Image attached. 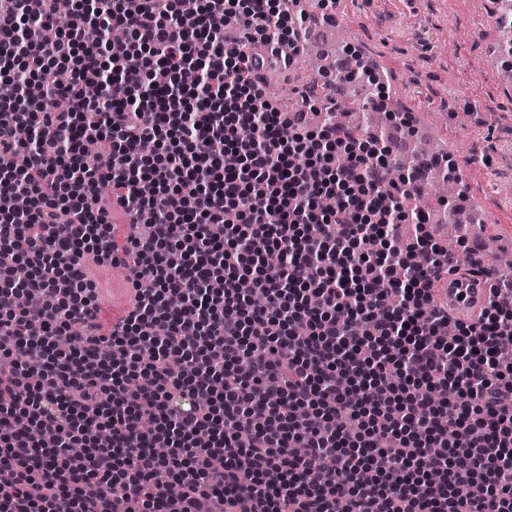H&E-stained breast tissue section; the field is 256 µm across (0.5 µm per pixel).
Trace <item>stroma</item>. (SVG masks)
<instances>
[{
  "instance_id": "1",
  "label": "stroma",
  "mask_w": 512,
  "mask_h": 512,
  "mask_svg": "<svg viewBox=\"0 0 512 512\" xmlns=\"http://www.w3.org/2000/svg\"><path fill=\"white\" fill-rule=\"evenodd\" d=\"M363 55L386 65L384 92L398 111H423L432 138L480 197L486 230L512 249V86L500 73L495 0H340ZM104 317L121 314L118 267L89 263Z\"/></svg>"
}]
</instances>
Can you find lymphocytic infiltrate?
<instances>
[{
  "label": "lymphocytic infiltrate",
  "instance_id": "obj_1",
  "mask_svg": "<svg viewBox=\"0 0 512 512\" xmlns=\"http://www.w3.org/2000/svg\"><path fill=\"white\" fill-rule=\"evenodd\" d=\"M17 2L0 13V512H512V280L472 258L488 302L444 336L457 261L419 203L424 166L390 180L379 136L266 92L309 15L97 0L33 49L55 0ZM89 256L135 290L109 324Z\"/></svg>",
  "mask_w": 512,
  "mask_h": 512
}]
</instances>
